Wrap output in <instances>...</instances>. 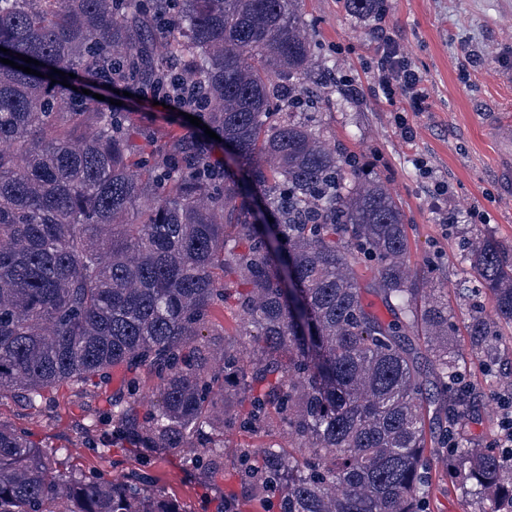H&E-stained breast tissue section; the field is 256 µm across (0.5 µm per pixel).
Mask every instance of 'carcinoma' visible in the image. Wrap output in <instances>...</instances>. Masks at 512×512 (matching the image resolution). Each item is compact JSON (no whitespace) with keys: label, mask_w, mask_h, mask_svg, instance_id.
Masks as SVG:
<instances>
[{"label":"carcinoma","mask_w":512,"mask_h":512,"mask_svg":"<svg viewBox=\"0 0 512 512\" xmlns=\"http://www.w3.org/2000/svg\"><path fill=\"white\" fill-rule=\"evenodd\" d=\"M349 6L370 15L383 0ZM0 47L41 72L0 62V398L38 407L65 384L91 396L121 366L124 395L106 413L135 448H186L208 476L224 431L288 435L286 452L243 454L266 512H431V450L472 512H512V454L462 439L471 393L453 314L410 268L402 208L313 116H291L322 104L307 94L315 43L299 0H0ZM171 60L199 91L187 112L231 152L236 171L221 180L206 140L141 151L124 116L53 73L140 82L156 97L170 90ZM507 253L475 237V286L463 289L493 302L466 325L491 370L512 325ZM227 307L255 343L247 360L198 345ZM0 512L172 505L142 472L60 470L0 420Z\"/></svg>","instance_id":"carcinoma-1"}]
</instances>
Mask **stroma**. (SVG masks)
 I'll return each instance as SVG.
<instances>
[{
    "label": "stroma",
    "instance_id": "obj_1",
    "mask_svg": "<svg viewBox=\"0 0 512 512\" xmlns=\"http://www.w3.org/2000/svg\"><path fill=\"white\" fill-rule=\"evenodd\" d=\"M382 17L350 11L348 0H302L301 11L316 43L315 72L326 88V100L315 115L330 146L355 154L368 173L382 178L400 202L407 221L409 263L413 269L431 264L434 287L448 295L457 326L455 342L467 378L478 396L473 414L463 421L465 440L493 444L500 434V400L507 396L505 374H512V327L504 330L498 366L503 375L488 381L474 359L464 331L468 308L460 288L468 278V243L489 232L512 245V149L496 131L512 125V0H384ZM400 37L404 50L424 79L429 96L426 111L410 116L413 140H405L393 121L390 106L374 97L371 61L378 47L379 27ZM476 59L461 68L463 52ZM350 79L358 93L347 92ZM122 100L132 129H149L157 144L184 143L186 130L174 122V110L137 96L129 86ZM424 159L432 172L423 178L415 165ZM448 184V197L434 198L431 180ZM458 222L444 227V214ZM90 413L70 388L56 402L30 407L22 398L0 399V419L32 434L40 446L59 448L78 458L90 471L116 476L131 469L148 474L154 487L166 493L178 512H215L228 483L241 468L240 448L282 444L278 431L252 435L224 433V473L202 484L189 467L186 454H160L146 448H106L92 443ZM428 488L432 512H470L448 481V469L433 461Z\"/></svg>",
    "mask_w": 512,
    "mask_h": 512
}]
</instances>
